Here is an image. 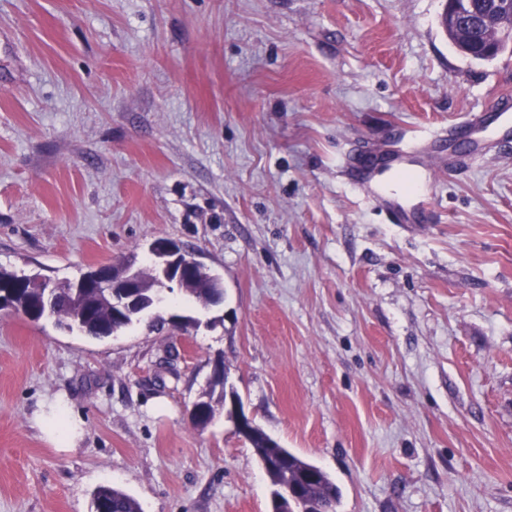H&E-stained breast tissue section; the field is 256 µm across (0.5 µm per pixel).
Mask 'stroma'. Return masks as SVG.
<instances>
[{
	"label": "stroma",
	"mask_w": 512,
	"mask_h": 512,
	"mask_svg": "<svg viewBox=\"0 0 512 512\" xmlns=\"http://www.w3.org/2000/svg\"><path fill=\"white\" fill-rule=\"evenodd\" d=\"M445 0H0V267L76 281L159 237L218 277L95 339L0 312V512H269L216 361L337 512H512V140L394 224L372 146L493 111L512 50L461 55ZM61 402L76 448L34 427ZM94 512H141L136 499L126 492L109 485L99 486L93 494Z\"/></svg>",
	"instance_id": "stroma-1"
}]
</instances>
